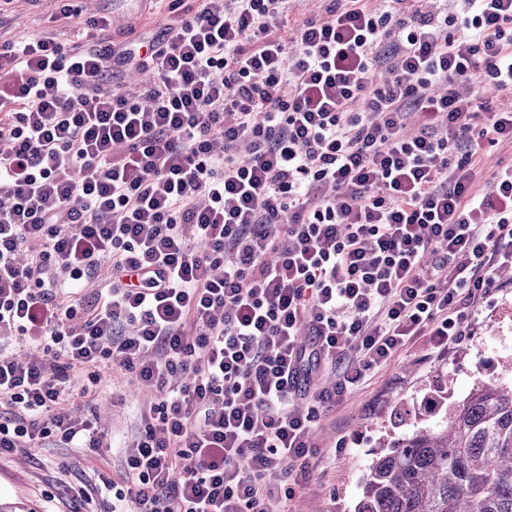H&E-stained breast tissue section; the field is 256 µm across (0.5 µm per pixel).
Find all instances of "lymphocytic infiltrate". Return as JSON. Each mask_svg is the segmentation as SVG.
<instances>
[{
	"mask_svg": "<svg viewBox=\"0 0 512 512\" xmlns=\"http://www.w3.org/2000/svg\"><path fill=\"white\" fill-rule=\"evenodd\" d=\"M286 3L201 0L133 49L0 51V347L29 346L0 350V455L111 447L56 406L75 373L134 370L163 394L104 481L110 512H272L318 466L319 405L413 337L461 342L465 301L512 266V167L475 192L459 140L512 87V0L441 19L346 0L291 44ZM127 66L150 80L122 89ZM110 275V269L105 265L98 278L85 282L79 294V297H81V304L85 311H89L90 308L99 302L100 291L106 281L109 280Z\"/></svg>",
	"mask_w": 512,
	"mask_h": 512,
	"instance_id": "obj_1",
	"label": "lymphocytic infiltrate"
}]
</instances>
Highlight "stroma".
<instances>
[{"mask_svg": "<svg viewBox=\"0 0 512 512\" xmlns=\"http://www.w3.org/2000/svg\"><path fill=\"white\" fill-rule=\"evenodd\" d=\"M73 16L48 19V5L13 0L0 8V40L52 33L65 48L95 37L102 45L130 46L192 17L199 0H175L173 10L154 9L151 0H70ZM106 17L104 30L88 34L90 17ZM96 373L97 393L74 396L65 406L80 417L94 416L101 430L115 438L130 435L136 413L159 399L158 389L138 383L134 372L106 362ZM512 382V280L495 289L459 345L441 353L427 337L404 346L391 362L371 370L365 383L341 400L325 404L313 440L324 457L310 482L287 502L288 512H354L375 450L415 427L435 420L430 399L447 394L462 400L477 378ZM109 472L120 469L112 449L98 452ZM91 450L50 444L0 457V501L21 512H69L72 488L96 484Z\"/></svg>", "mask_w": 512, "mask_h": 512, "instance_id": "obj_1", "label": "stroma"}]
</instances>
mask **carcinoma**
<instances>
[{
    "instance_id": "obj_1",
    "label": "carcinoma",
    "mask_w": 512,
    "mask_h": 512,
    "mask_svg": "<svg viewBox=\"0 0 512 512\" xmlns=\"http://www.w3.org/2000/svg\"><path fill=\"white\" fill-rule=\"evenodd\" d=\"M435 407L440 423L376 453L356 512H512V383Z\"/></svg>"
}]
</instances>
